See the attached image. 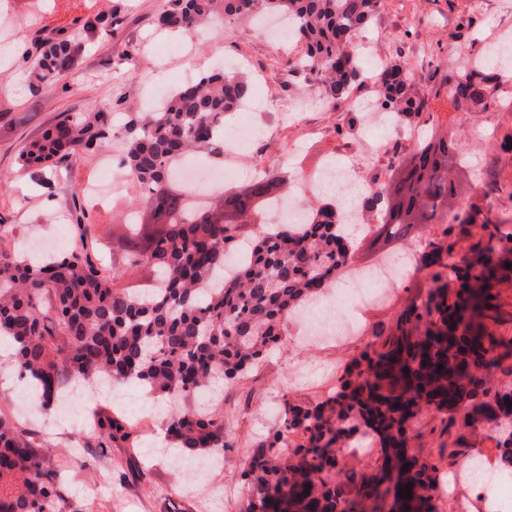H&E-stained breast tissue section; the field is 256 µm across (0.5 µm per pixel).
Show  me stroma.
Returning a JSON list of instances; mask_svg holds the SVG:
<instances>
[{"instance_id": "stroma-1", "label": "stroma", "mask_w": 512, "mask_h": 512, "mask_svg": "<svg viewBox=\"0 0 512 512\" xmlns=\"http://www.w3.org/2000/svg\"><path fill=\"white\" fill-rule=\"evenodd\" d=\"M0 13V222L15 225L12 237L0 241V249H20L30 238L65 250L78 245L67 219L73 192L105 175L103 160L120 167L121 138H112L95 152L77 159L54 161L32 179L19 164L21 147L41 137L62 113L92 112L107 103L113 112L147 110L161 96L182 83L183 74L200 76L224 65L226 72L240 71L253 85V101L263 109L262 128L247 127V111L229 113L228 132L244 135V148L257 162L277 175L294 178L318 172L324 159L373 157L362 120L352 110L337 109L305 72L286 73L285 62L299 59L302 45L291 36L270 44L255 26L229 25L191 36L169 32L156 25L164 0H124L111 34L84 31L83 25L108 12L110 0H5ZM477 14L479 26L459 28L461 17ZM512 30V0H381L378 12L364 29L367 53L393 67L414 66L420 79L409 94L428 100L426 116L404 117L403 122L439 135L454 132L464 140L472 125L491 129L487 142L474 151L461 180L468 189L462 206L476 205L494 213L512 212V200L501 195H480L474 190L487 171L498 181H512V112H480L457 106L447 98L430 99L432 85L447 84L456 77L451 50L482 45L489 30ZM77 35L80 50L70 75L45 84L30 94L26 75L43 42L58 33ZM303 99L307 106L301 124L286 122V102ZM139 192L124 185L105 201L91 204L88 213L96 232L111 238L124 224ZM482 231L470 224L425 225L418 241L404 243L395 257L408 264L421 253L424 243L447 237L456 252H469L481 243ZM432 282L424 274L403 275L383 300L364 304L362 317L368 334L319 347L294 341L272 351L259 369L240 382L219 388L224 400V421L233 434L234 446L224 454L222 470L207 477L208 483L236 491L233 504L243 512L247 488L239 480L241 460L251 442L267 434L281 399L306 406L327 396L347 363L373 343L372 327H392L401 311L426 296ZM308 366L304 383L292 382L293 372ZM12 377L0 370V411H19V429L50 453L57 485L72 512H200L199 496L178 494L180 485L167 460L152 459L146 478L128 468L133 451L102 448L82 412L52 418L36 409H20ZM88 405H102L108 412L132 416L138 436L154 442L166 433L163 416L143 402L139 389H130L120 400L96 393L86 396ZM458 444L469 454L496 458L498 450L486 432L461 426L444 427L441 414L426 412L409 437L416 453L436 454L441 444Z\"/></svg>"}]
</instances>
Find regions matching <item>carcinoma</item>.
Masks as SVG:
<instances>
[{
    "label": "carcinoma",
    "mask_w": 512,
    "mask_h": 512,
    "mask_svg": "<svg viewBox=\"0 0 512 512\" xmlns=\"http://www.w3.org/2000/svg\"><path fill=\"white\" fill-rule=\"evenodd\" d=\"M380 0H165L158 23L192 35L216 15L237 23L260 12L284 14L305 46L301 67L332 97L349 95L361 68L354 40ZM80 43L69 34L45 41L28 73L32 94L67 76ZM378 107L404 113L409 75L383 68ZM455 100L474 91L489 97L497 73L477 65L457 71ZM252 85L215 70L185 84L152 112H128L119 121L106 104L97 112L67 115L19 154L21 166L41 170L121 134L123 168L140 191L148 220L127 225L120 257L104 269L95 225L73 197L71 225L92 250L67 249L25 259L0 252V342L10 369L32 389L46 414L57 410L74 385H137L169 405L168 434L177 445L173 463L224 456L231 447L224 411L206 406L175 409L187 398H206L215 381L247 376L267 352L288 344L286 324L311 298L336 285L350 260L346 226L328 203L300 210V218L270 231L253 230L245 243L239 225L261 224L264 206L280 193L281 177L265 171L243 189H223L198 210L172 164L193 153H220L224 113L247 105ZM463 149L446 135L421 137L394 177L373 183L367 202H380L382 242L415 236L422 224L455 220L448 199L457 193L448 171ZM480 223L486 246L448 263L452 245L429 243L419 270L434 287L411 302L379 346L352 359L336 390L307 407L283 398L277 424L253 442L241 478L245 512H436L440 473L467 457L464 448L439 449L424 458L408 448V431L422 409L432 408L465 427L494 423L499 469L512 471V388L486 386V374L512 357V338L492 332L502 324L489 299L508 254L494 256L493 240H512V219L467 210L465 224ZM242 246L253 260L224 277L228 251ZM147 266L161 273L142 291L122 288V275ZM459 284L448 292V280ZM443 369H438V366ZM99 445L134 448L138 438L122 416L93 410ZM380 445L377 467L348 465L341 448ZM409 468H404V465ZM411 486V498L398 492ZM45 449L23 437L0 411V512H64Z\"/></svg>",
    "instance_id": "carcinoma-1"
}]
</instances>
